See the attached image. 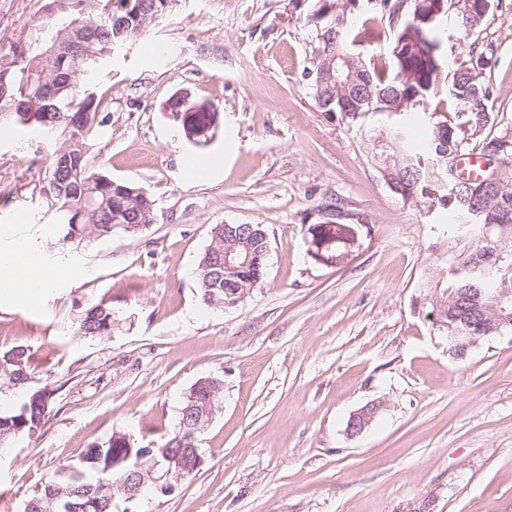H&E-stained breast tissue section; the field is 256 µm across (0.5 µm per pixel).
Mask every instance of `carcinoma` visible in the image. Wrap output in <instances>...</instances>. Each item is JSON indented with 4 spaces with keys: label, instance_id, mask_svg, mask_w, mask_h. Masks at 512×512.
<instances>
[{
    "label": "carcinoma",
    "instance_id": "carcinoma-1",
    "mask_svg": "<svg viewBox=\"0 0 512 512\" xmlns=\"http://www.w3.org/2000/svg\"><path fill=\"white\" fill-rule=\"evenodd\" d=\"M127 0H49L45 19L35 35L19 40L0 54V125L20 127L35 133L52 146L45 185L41 187L50 208L57 213L58 244L64 246L86 238H110L135 234L153 223L154 201L142 187L118 181L94 169L91 141L110 122V89L88 93L83 89L89 69L130 42L147 28L137 7L126 9ZM336 13L323 17L321 0H314L307 16L316 45L349 59L336 81L318 86L307 81L315 106L322 112H337L345 121L365 126L368 115H386L382 128H369L380 146L379 172L403 186L414 197L427 198L448 212L450 230L475 226L491 246L477 245L461 262L436 270L423 287L439 292L430 295L438 311V333L448 339V355L464 359L457 342L477 332L448 314V304L457 303L470 288L512 290V251L502 241L512 234V125L498 120L488 105L491 98L484 75L492 58L469 39L484 25L495 0H447L455 17L468 15V27L455 30L456 40L468 45L466 56L448 72V101L455 112L448 120L430 109L443 66L437 22L416 18L414 9H401L399 0H365L375 14L388 18L393 38L383 63L370 65L350 49V25H341L348 0H332ZM161 17L171 11L173 0H133ZM79 20L81 28L70 24ZM415 102L403 103L407 92ZM428 112L425 137L408 139L405 117L416 109ZM448 142V153L439 154L438 141ZM489 160L486 177L496 173L487 186L480 179L461 178L459 165L468 155ZM335 243L324 249L328 258L344 262L358 237L354 224L334 223L328 228ZM251 251L252 262L234 275L224 272V247ZM267 242L246 235L232 239L224 225L211 229L210 243L197 266V285L207 305L226 299L224 284L232 282L253 292L264 279ZM74 335L105 340L112 336L116 315L103 303L73 300ZM31 354L23 345L0 352V383L21 387L30 379ZM56 390L44 387L29 394L18 411L0 414V447L30 438L40 431L51 413ZM218 378H202L188 391L179 409V423L157 448H134L123 433H113L84 448L75 459L61 466L54 477L24 504L23 512H115L118 478L148 470L162 459V451L182 454L193 464L198 424L209 421L211 405L222 400Z\"/></svg>",
    "mask_w": 512,
    "mask_h": 512
}]
</instances>
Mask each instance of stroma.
<instances>
[{
	"label": "stroma",
	"mask_w": 512,
	"mask_h": 512,
	"mask_svg": "<svg viewBox=\"0 0 512 512\" xmlns=\"http://www.w3.org/2000/svg\"><path fill=\"white\" fill-rule=\"evenodd\" d=\"M46 0H0V54L25 38ZM312 0H175L144 35L93 67L111 120L90 155L141 186L155 220L134 235L57 243L40 193L46 147L0 127V247L43 254L51 285L0 293V350L31 352L27 387L0 383V413L58 388L38 437L0 461V512L25 501L89 442L123 432L155 448L199 379L222 403L199 436L204 463L172 493L144 491L131 512H512V332L483 337L466 359L420 303L421 283L461 261L474 235L448 233L445 211L394 195L364 129L319 111L303 78ZM478 45L512 121V0ZM179 92L217 109L207 145L189 142L164 104ZM192 155L215 166L192 173ZM357 225L340 265L309 232L326 206ZM216 224H262L266 275L245 301L206 306L198 261ZM112 306L110 339L74 336L72 301ZM383 408L361 434L346 421Z\"/></svg>",
	"instance_id": "obj_1"
}]
</instances>
